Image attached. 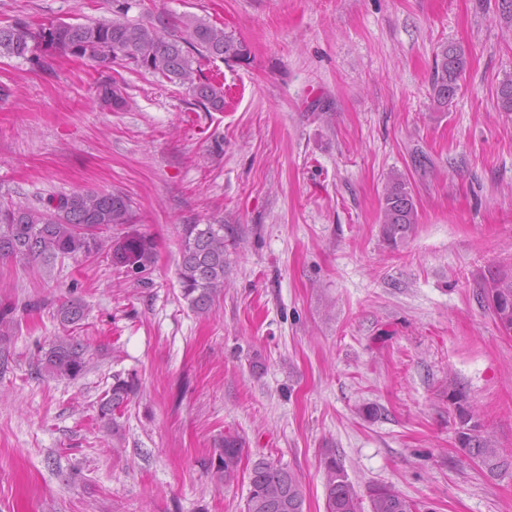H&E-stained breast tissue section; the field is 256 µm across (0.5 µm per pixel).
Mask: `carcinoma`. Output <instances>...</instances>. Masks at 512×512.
Instances as JSON below:
<instances>
[{"mask_svg":"<svg viewBox=\"0 0 512 512\" xmlns=\"http://www.w3.org/2000/svg\"><path fill=\"white\" fill-rule=\"evenodd\" d=\"M120 19L70 23L50 21L34 24L25 18L0 25V54L28 59L42 65L37 52L71 56L96 63L117 64L156 81L179 85L206 112L224 111V82L205 71L216 60L231 59L247 64L248 47L233 35L193 15L159 16L146 23L130 20L129 0H115ZM466 49L461 45L439 47L431 75L432 99L445 108L456 96L459 81L467 68ZM97 97L105 105L120 109L126 104L124 87L113 79L97 85ZM497 103L502 112H512V78L501 82ZM132 201L121 192L74 191L51 197L40 207L0 206V261L10 259L53 261L57 258H88L104 250L100 233L130 222ZM382 232L392 244L404 239L417 221V207L407 179L392 173L384 186L381 210ZM130 255L113 248L116 263L132 267L142 276L151 269L155 244L146 235L129 236ZM224 225L184 224L178 263L182 298L195 312L206 313L224 290ZM484 291L493 316L506 334H512V268L497 269L486 277ZM63 327L78 325L85 308L78 299L58 309ZM17 323V305L0 303V333ZM87 345L76 336H63L39 349L37 368L61 381H72L83 374ZM136 389L133 380L119 375L99 404L101 418L118 429L116 414L130 401ZM458 419V448L494 474L512 464L502 459L492 435L479 421L466 393L460 388L449 392ZM245 453V441L224 436L217 457V473L233 479ZM245 512H305V494L294 471L259 458L251 463ZM325 512H418L417 505L394 487L375 484L361 496L349 480L336 449L324 452ZM368 498L369 510L363 508Z\"/></svg>","mask_w":512,"mask_h":512,"instance_id":"obj_1","label":"carcinoma"}]
</instances>
